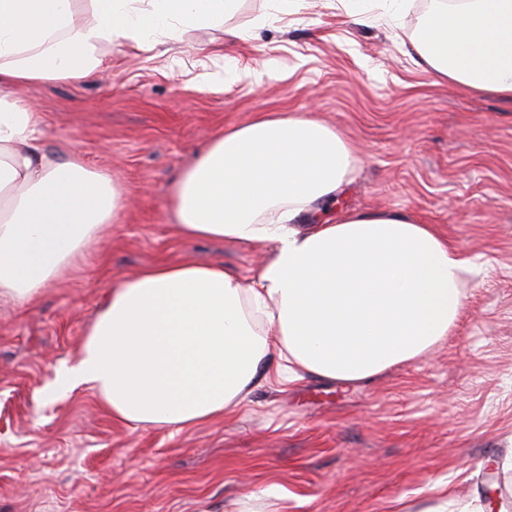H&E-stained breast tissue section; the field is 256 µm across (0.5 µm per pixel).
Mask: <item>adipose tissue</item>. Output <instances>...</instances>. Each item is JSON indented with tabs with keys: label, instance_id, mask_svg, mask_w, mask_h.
<instances>
[{
	"label": "adipose tissue",
	"instance_id": "obj_1",
	"mask_svg": "<svg viewBox=\"0 0 512 512\" xmlns=\"http://www.w3.org/2000/svg\"><path fill=\"white\" fill-rule=\"evenodd\" d=\"M238 0H0V298L51 287L124 212L107 173L47 150L22 87L86 81L100 48H142L223 25ZM421 65L467 91L512 99V0L426 12ZM322 120L262 113L217 132L173 180L169 216L190 240L272 248L251 276L190 259L113 288L65 391L86 384L119 421L186 428L224 416L267 373L373 380L444 340L464 305L467 261L434 225L346 213L297 230L354 170Z\"/></svg>",
	"mask_w": 512,
	"mask_h": 512
}]
</instances>
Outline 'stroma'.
<instances>
[{"instance_id":"35a3bbf8","label":"stroma","mask_w":512,"mask_h":512,"mask_svg":"<svg viewBox=\"0 0 512 512\" xmlns=\"http://www.w3.org/2000/svg\"><path fill=\"white\" fill-rule=\"evenodd\" d=\"M437 0H240L224 29L109 46L111 72L21 89L44 145L131 198L118 224L28 304L0 300V512H420L479 492L512 505V101L419 66ZM263 112L323 119L356 150L321 207L435 225L468 260L448 338L364 385L269 371L224 418L113 419L86 386L53 392L112 288L186 257L248 277L271 249L184 241L169 189L216 131ZM275 487L277 496H263Z\"/></svg>"}]
</instances>
